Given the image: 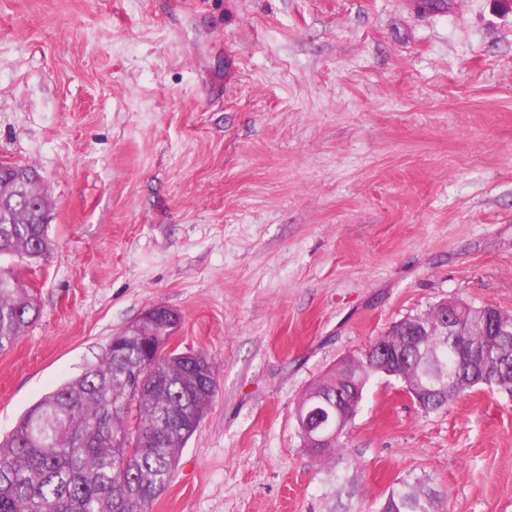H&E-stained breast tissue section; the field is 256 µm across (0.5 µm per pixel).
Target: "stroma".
I'll return each instance as SVG.
<instances>
[{
	"instance_id": "stroma-1",
	"label": "stroma",
	"mask_w": 512,
	"mask_h": 512,
	"mask_svg": "<svg viewBox=\"0 0 512 512\" xmlns=\"http://www.w3.org/2000/svg\"><path fill=\"white\" fill-rule=\"evenodd\" d=\"M0 0V161L53 250L5 258L39 319L0 352V435L148 308L218 390L150 512H334L303 394L452 298L512 313V0ZM355 503L430 475L512 512V393L423 414L371 379Z\"/></svg>"
}]
</instances>
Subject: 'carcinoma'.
I'll return each mask as SVG.
<instances>
[{
    "instance_id": "1",
    "label": "carcinoma",
    "mask_w": 512,
    "mask_h": 512,
    "mask_svg": "<svg viewBox=\"0 0 512 512\" xmlns=\"http://www.w3.org/2000/svg\"><path fill=\"white\" fill-rule=\"evenodd\" d=\"M0 257L36 260L50 254L47 203L37 171L22 164L0 166ZM112 340L105 354L81 376L31 406L0 438V512H149L168 485L179 452L199 427L216 395V367L205 355L174 349L155 356L167 331L169 308L147 309ZM32 295L11 271L0 268V351L10 347L39 317ZM463 335L445 337L433 310L409 316L351 355V376L332 371L304 397L323 395L334 404L349 378L366 388L381 345L398 352L401 380L430 385L435 367L447 368L448 388L423 391L416 403L426 413L444 409L466 391L483 386L512 393V335L491 336L478 310L462 311ZM150 371L138 387V373ZM333 463L332 481L353 465L341 441L311 448ZM427 474L397 479L377 512H442Z\"/></svg>"
}]
</instances>
